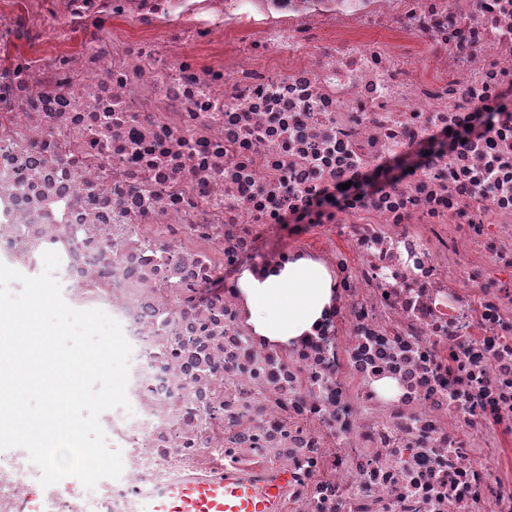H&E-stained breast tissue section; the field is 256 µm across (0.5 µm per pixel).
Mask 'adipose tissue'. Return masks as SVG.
<instances>
[{"instance_id": "1", "label": "adipose tissue", "mask_w": 512, "mask_h": 512, "mask_svg": "<svg viewBox=\"0 0 512 512\" xmlns=\"http://www.w3.org/2000/svg\"><path fill=\"white\" fill-rule=\"evenodd\" d=\"M238 288L255 334L272 342H287L310 332L332 295L323 270L303 260L261 277L244 271Z\"/></svg>"}]
</instances>
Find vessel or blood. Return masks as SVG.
Returning a JSON list of instances; mask_svg holds the SVG:
<instances>
[{
    "label": "vessel or blood",
    "mask_w": 512,
    "mask_h": 512,
    "mask_svg": "<svg viewBox=\"0 0 512 512\" xmlns=\"http://www.w3.org/2000/svg\"><path fill=\"white\" fill-rule=\"evenodd\" d=\"M286 482L227 470L169 484L146 496L142 512H276Z\"/></svg>",
    "instance_id": "vessel-or-blood-1"
}]
</instances>
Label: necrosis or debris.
I'll use <instances>...</instances> for the list:
<instances>
[{
    "mask_svg": "<svg viewBox=\"0 0 512 512\" xmlns=\"http://www.w3.org/2000/svg\"><path fill=\"white\" fill-rule=\"evenodd\" d=\"M117 320L119 479L0 512H138L232 468L279 512H512V0H0V263ZM305 259L286 344L231 282Z\"/></svg>",
    "mask_w": 512,
    "mask_h": 512,
    "instance_id": "1",
    "label": "necrosis or debris"
}]
</instances>
